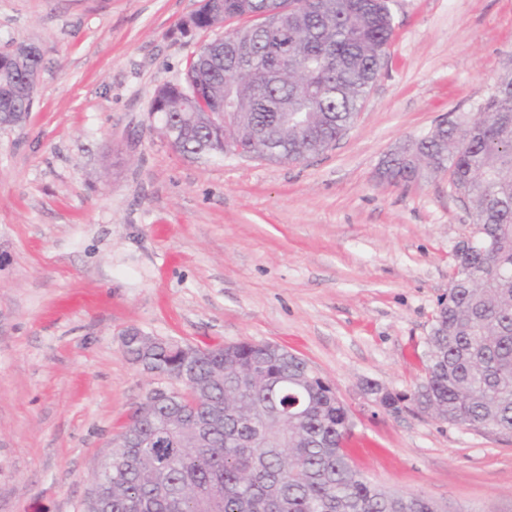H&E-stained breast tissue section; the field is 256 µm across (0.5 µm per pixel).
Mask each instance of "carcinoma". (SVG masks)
I'll use <instances>...</instances> for the list:
<instances>
[{
  "instance_id": "cac0c4a2",
  "label": "carcinoma",
  "mask_w": 512,
  "mask_h": 512,
  "mask_svg": "<svg viewBox=\"0 0 512 512\" xmlns=\"http://www.w3.org/2000/svg\"><path fill=\"white\" fill-rule=\"evenodd\" d=\"M288 25L261 18L268 0H214L195 30L232 20L224 44L252 36L255 58L214 47L189 59L184 87L163 86L153 103L161 132L196 159L241 151L286 164L327 150L356 120L384 65L392 17L377 0H301ZM0 128L27 121L34 93L26 74L0 52ZM235 87L229 127L200 122ZM447 172L464 198L472 237L492 250L454 252L447 298L428 336L425 379L411 395L440 422L512 434V68L473 116L458 115L422 143L401 145L380 179L409 185ZM168 389L148 417L112 441L106 512H440L436 501L386 491L353 464L345 444L348 408L303 358L276 344L197 347L175 341L123 349Z\"/></svg>"
}]
</instances>
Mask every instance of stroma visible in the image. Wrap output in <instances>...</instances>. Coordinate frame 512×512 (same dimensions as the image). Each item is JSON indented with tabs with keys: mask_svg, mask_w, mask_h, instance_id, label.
I'll return each mask as SVG.
<instances>
[{
	"mask_svg": "<svg viewBox=\"0 0 512 512\" xmlns=\"http://www.w3.org/2000/svg\"><path fill=\"white\" fill-rule=\"evenodd\" d=\"M199 0H0V48L45 64L0 134V512H82L95 461L154 383L130 328L193 345L271 342L349 409L354 462L449 512H512V437L372 402L411 394L473 229L447 173L390 185L395 146L473 112L512 64V0H392L385 65L351 129L288 165L184 156L157 87L216 27Z\"/></svg>",
	"mask_w": 512,
	"mask_h": 512,
	"instance_id": "1",
	"label": "stroma"
}]
</instances>
